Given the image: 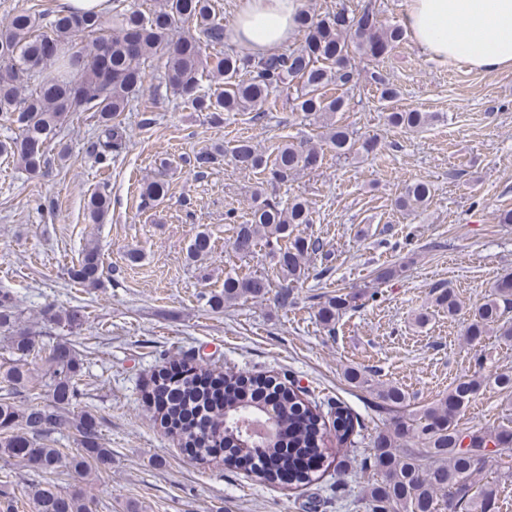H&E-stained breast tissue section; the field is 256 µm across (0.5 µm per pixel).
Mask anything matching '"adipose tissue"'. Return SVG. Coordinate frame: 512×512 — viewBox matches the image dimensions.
Masks as SVG:
<instances>
[{"label": "adipose tissue", "instance_id": "adipose-tissue-1", "mask_svg": "<svg viewBox=\"0 0 512 512\" xmlns=\"http://www.w3.org/2000/svg\"><path fill=\"white\" fill-rule=\"evenodd\" d=\"M302 8L303 0H245L234 39L260 54L276 52ZM403 25L428 59L512 71V0H407Z\"/></svg>", "mask_w": 512, "mask_h": 512}]
</instances>
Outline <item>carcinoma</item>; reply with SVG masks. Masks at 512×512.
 Instances as JSON below:
<instances>
[{"instance_id":"obj_1","label":"carcinoma","mask_w":512,"mask_h":512,"mask_svg":"<svg viewBox=\"0 0 512 512\" xmlns=\"http://www.w3.org/2000/svg\"><path fill=\"white\" fill-rule=\"evenodd\" d=\"M191 24L198 34L172 36L179 24ZM103 17L93 11L59 13L42 31L43 14L27 10L16 13L0 27V118L16 126L15 135L0 141V156L16 159L30 172L37 173L48 163V153L57 129L74 112H92L97 122L98 155L106 160L126 138V128L118 120L137 98L145 79V62L153 56L164 60V78L170 92L206 112L214 121L226 112H265L274 92L286 85L293 110L320 124L323 139L336 158L348 159L375 148L371 137L356 136L347 127L332 122L333 116L347 108L341 95L328 94L329 87L357 83L359 71L351 62L349 47L374 61L405 40L399 25L384 27L370 8L358 16L341 9L325 17L300 14L297 29L300 45L266 57L247 52H226L205 59L206 49L224 44V24L215 20L212 0H157L148 10L112 0V34H101ZM93 36L88 45L84 38ZM47 73L36 88L26 79ZM224 80L217 93L201 91L203 79ZM432 116L426 112L397 110L388 113L389 124L419 129ZM236 169L262 173L266 183L275 186L294 174L319 167L324 159L321 148L307 140L288 141L266 154L247 138L231 148ZM167 184L161 178L143 181L141 203L147 205L166 196ZM430 188L423 181L405 184L394 199L399 210L417 211L426 206ZM111 197L98 191L88 198V219L101 223L109 212ZM312 223L308 202L294 198L284 202L264 191L255 193L251 218L234 226L231 249L246 256L263 241L279 246L277 274L284 285L279 297L288 302L291 284L305 272L311 256L324 252V243L315 238L293 235L297 224ZM212 250L210 236L199 231L192 239L187 256L198 262ZM71 279L86 288L101 282L98 247L83 249L78 264L70 270ZM271 283L263 274L239 275L227 272L224 288L209 299L211 309L240 298H262ZM365 292L335 295L318 308L316 317L328 333L345 311L356 307ZM436 305L455 315L460 309L456 294L439 290ZM512 278L501 280L472 312L465 341L474 348V370L459 378L448 393L419 409L402 415L410 406V395L403 388L376 383L371 375L356 367L344 369L346 381L373 392L377 403L395 414L393 422L377 432L371 453L363 467L381 473V481L367 489V512H491L496 490L480 482L488 459H512V418L489 429L470 430L460 424L461 413L487 386H494L508 406H512V372L485 376V355L478 349L483 337L491 334L512 343ZM15 305L7 294L0 296V329H15L9 357L0 363V383L22 393L43 381L52 390V403L17 406L0 401V459L18 458L42 470L59 466L86 478L89 463L107 468L112 451L98 441L96 418L90 414L71 415L77 397L81 360L75 350L60 345H38L37 331L15 328ZM45 353L48 369L41 373L30 366L29 357ZM259 387L274 386L279 396L273 408L252 400L231 402L219 389L209 388L195 377L176 390L158 382L152 390L161 424L180 439H225L240 449L259 450L260 467L253 474L265 483L281 482L288 474V485L303 486L315 480L321 467L302 466L319 458L325 462L324 432L321 417L293 388L272 376H255ZM352 413L336 407V441L347 442L355 432ZM67 424L78 434L77 449L63 453L45 448L40 440ZM95 504L83 492L64 491L52 482L35 490L31 512H93Z\"/></svg>"}]
</instances>
